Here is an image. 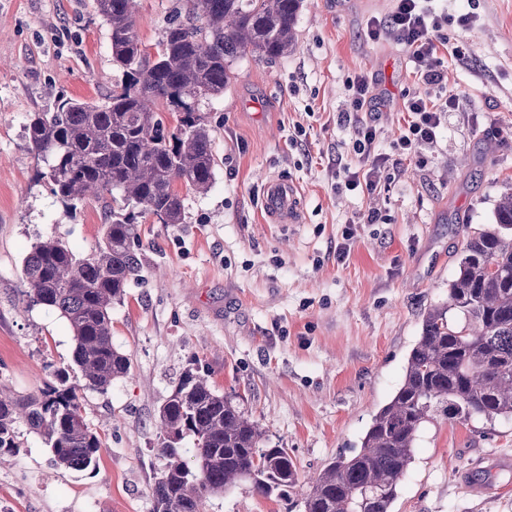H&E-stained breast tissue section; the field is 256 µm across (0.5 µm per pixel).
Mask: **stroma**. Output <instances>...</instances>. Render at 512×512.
Segmentation results:
<instances>
[{
  "mask_svg": "<svg viewBox=\"0 0 512 512\" xmlns=\"http://www.w3.org/2000/svg\"><path fill=\"white\" fill-rule=\"evenodd\" d=\"M176 0H138L136 31L161 40ZM447 12L442 93L456 106L433 145L406 157L393 144L405 101L425 94L406 50L371 39L369 20L394 0H303L294 50L273 62L244 55L222 97L205 103L215 177L180 188L184 221L147 218L142 278L112 306V339L131 362L104 393L86 389L87 420L105 440L95 471L57 466L44 437L19 425L0 461L6 512H151L165 465L156 419L191 363L215 390L243 397L270 444L317 475L359 448L399 384L423 314L446 300L457 258L512 192V0H434ZM471 15L460 25L462 15ZM462 47L467 63L457 62ZM368 80L362 118L395 158L371 192L338 185L357 165L350 86ZM121 72L94 0H0V384L38 394L69 364L73 336L58 312L30 302L22 277L33 244L60 238L77 255L102 235L105 200L68 211L28 148L29 113L59 98L103 101ZM299 189L297 224H269L267 176ZM376 213L375 223L364 216ZM348 244L345 260L336 248ZM512 420L423 428L393 512H512ZM203 512H302L242 481L208 495Z\"/></svg>",
  "mask_w": 512,
  "mask_h": 512,
  "instance_id": "obj_1",
  "label": "stroma"
}]
</instances>
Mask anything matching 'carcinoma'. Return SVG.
Here are the masks:
<instances>
[{
	"mask_svg": "<svg viewBox=\"0 0 512 512\" xmlns=\"http://www.w3.org/2000/svg\"><path fill=\"white\" fill-rule=\"evenodd\" d=\"M301 3L184 0L152 48L137 35L136 0H96L121 79L101 105L61 98L54 112L30 113L25 134L66 207L106 195L115 206L87 255L51 237L24 260L30 301L58 311L74 345L70 364L55 369L40 394L20 400L0 387V456L17 453L24 422L44 434L57 465L97 467L103 442L78 390L105 392L130 372L112 340V304L140 277L138 225L149 216L183 223L177 184L210 189L213 137L202 104L224 95L236 58L272 61L292 50ZM494 218L467 240L447 300L423 316L403 377L361 447L305 482L288 449L268 446L239 397L218 393L197 362L183 370L157 420L166 464L152 487V512H202L207 494L242 479L261 496L288 499L308 484L303 512H392L425 423L512 419V192ZM186 437L195 447L190 462L180 448Z\"/></svg>",
	"mask_w": 512,
	"mask_h": 512,
	"instance_id": "carcinoma-1",
	"label": "carcinoma"
}]
</instances>
